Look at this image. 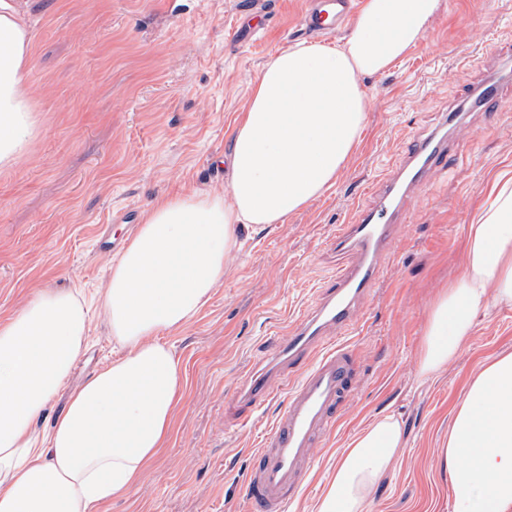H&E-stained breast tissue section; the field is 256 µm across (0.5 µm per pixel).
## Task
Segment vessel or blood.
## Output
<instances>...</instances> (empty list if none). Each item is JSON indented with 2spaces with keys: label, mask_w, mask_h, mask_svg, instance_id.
<instances>
[{
  "label": "vessel or blood",
  "mask_w": 512,
  "mask_h": 512,
  "mask_svg": "<svg viewBox=\"0 0 512 512\" xmlns=\"http://www.w3.org/2000/svg\"><path fill=\"white\" fill-rule=\"evenodd\" d=\"M355 6L356 0H305L301 28L309 35L334 36L351 20ZM503 89V83L483 82L479 106L496 112L512 105ZM466 118L450 106L438 124L415 135L398 161L370 185L368 203L341 225L333 241L338 252L349 256L347 268L329 279L319 299L275 339L271 352L239 377L235 398L240 410L256 411L278 392L286 394L248 479L254 512H286L334 429L354 377L350 347L336 335L360 324L395 228L417 202L419 186L440 174L448 157V131L464 127Z\"/></svg>",
  "instance_id": "1"
}]
</instances>
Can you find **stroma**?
I'll return each instance as SVG.
<instances>
[{
  "mask_svg": "<svg viewBox=\"0 0 512 512\" xmlns=\"http://www.w3.org/2000/svg\"><path fill=\"white\" fill-rule=\"evenodd\" d=\"M302 2L266 0L262 36L243 41L246 0H19L33 35L39 125L31 151L0 171V319L37 288L79 290L90 331L70 387L118 354L97 296L143 211L162 196L227 192L213 161L229 155L265 63L303 41ZM511 42L512 0H440L404 57L361 77L364 128L334 185L283 223L241 227L222 287L169 337L184 395L170 444L107 512H248L252 458L280 403L235 427L237 379L348 264L332 241L370 184L444 105L494 75L498 46ZM469 119L476 139L455 141L442 175L421 189L361 326L346 338L354 387L288 512H310L337 453L384 415L400 421L405 450L371 512H453V482L437 451L471 376L512 353V306L489 301L451 363L427 376L418 368L432 302L463 272L467 226L495 174L512 168V111Z\"/></svg>",
  "mask_w": 512,
  "mask_h": 512,
  "instance_id": "stroma-1",
  "label": "stroma"
}]
</instances>
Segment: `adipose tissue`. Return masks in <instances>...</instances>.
<instances>
[{
	"mask_svg": "<svg viewBox=\"0 0 512 512\" xmlns=\"http://www.w3.org/2000/svg\"><path fill=\"white\" fill-rule=\"evenodd\" d=\"M440 0H363L352 36L270 57L236 121L227 195L169 196L144 214L98 295L119 356L72 391L46 432L36 422L66 386L89 335L84 298L42 288L0 322V512H106L167 448L183 393L167 336L211 300L243 224H280L331 187L364 127L359 78L385 70L425 34ZM33 38L17 0H0V169L36 136L28 83ZM465 270L433 305L419 356L429 375L456 358L486 299L512 305V169L468 228ZM387 415L336 458L317 512H370L404 451ZM438 460L454 512H512V353L482 363L455 409Z\"/></svg>",
	"mask_w": 512,
	"mask_h": 512,
	"instance_id": "1",
	"label": "adipose tissue"
}]
</instances>
